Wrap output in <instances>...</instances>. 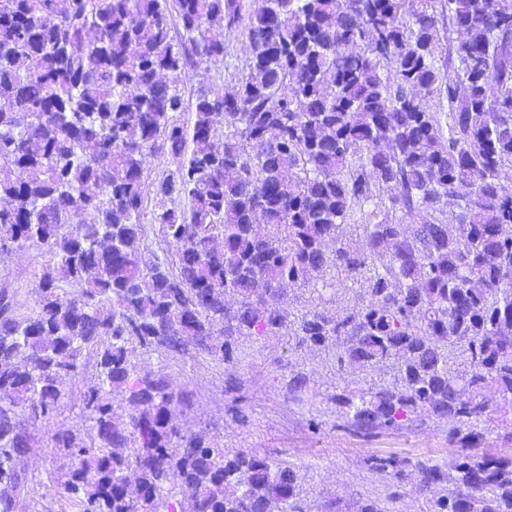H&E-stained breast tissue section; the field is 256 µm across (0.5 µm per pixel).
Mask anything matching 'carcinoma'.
Masks as SVG:
<instances>
[{
	"label": "carcinoma",
	"mask_w": 512,
	"mask_h": 512,
	"mask_svg": "<svg viewBox=\"0 0 512 512\" xmlns=\"http://www.w3.org/2000/svg\"><path fill=\"white\" fill-rule=\"evenodd\" d=\"M241 10L0 0V248L51 255L28 313L0 292V512L23 488L19 413H57L86 350L94 435L53 439L80 512H176L177 496L191 512H307L292 467L182 432L186 394L132 361L194 346L230 362L284 329L300 350L336 345L341 365L395 369L336 395L348 430L448 421L450 462L371 469L427 512H512V456L469 454L489 394L512 400V0H265L245 75L200 92L179 123L182 73L224 56L210 26L235 29ZM159 151L171 167L152 183L151 223L171 257L147 261L144 171ZM333 268L361 303L291 316L284 287Z\"/></svg>",
	"instance_id": "obj_1"
}]
</instances>
